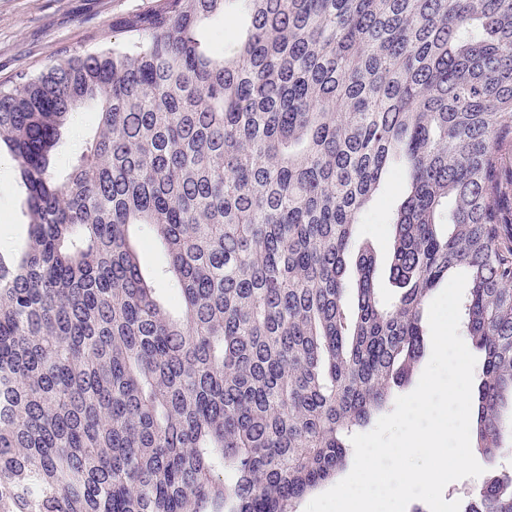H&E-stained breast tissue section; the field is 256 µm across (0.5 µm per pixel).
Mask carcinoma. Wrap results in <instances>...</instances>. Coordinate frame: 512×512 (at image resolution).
<instances>
[{
  "instance_id": "obj_1",
  "label": "carcinoma",
  "mask_w": 512,
  "mask_h": 512,
  "mask_svg": "<svg viewBox=\"0 0 512 512\" xmlns=\"http://www.w3.org/2000/svg\"><path fill=\"white\" fill-rule=\"evenodd\" d=\"M236 14L232 49L204 39ZM122 27L0 86L28 218L0 250V512H290L411 379L456 268L474 445L511 448L512 0H156ZM393 168L385 301L356 224ZM131 225L167 251L176 319ZM464 512H512V473ZM99 117L95 104H86L79 109L75 122L63 131L62 144L57 151L60 169L66 168L72 158L83 151L86 137L97 127Z\"/></svg>"
}]
</instances>
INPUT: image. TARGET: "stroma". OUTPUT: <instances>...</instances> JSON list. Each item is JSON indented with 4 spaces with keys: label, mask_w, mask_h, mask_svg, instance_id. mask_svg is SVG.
<instances>
[{
    "label": "stroma",
    "mask_w": 512,
    "mask_h": 512,
    "mask_svg": "<svg viewBox=\"0 0 512 512\" xmlns=\"http://www.w3.org/2000/svg\"><path fill=\"white\" fill-rule=\"evenodd\" d=\"M154 0H0V83L21 72H35L61 52L76 55L96 46L123 43L125 16L151 8ZM99 123L95 104L79 109L74 123L63 132L57 151L60 167H67L85 146L88 133ZM407 182L402 173L388 178L360 218L358 240L377 257L378 285L384 295L396 292L389 279L392 227L387 218L402 202ZM145 278L157 288L169 311H177L176 293L163 271L166 256L161 245L132 229ZM27 238L24 194L17 182L16 163L8 151L0 152V248L14 249Z\"/></svg>",
    "instance_id": "stroma-1"
}]
</instances>
